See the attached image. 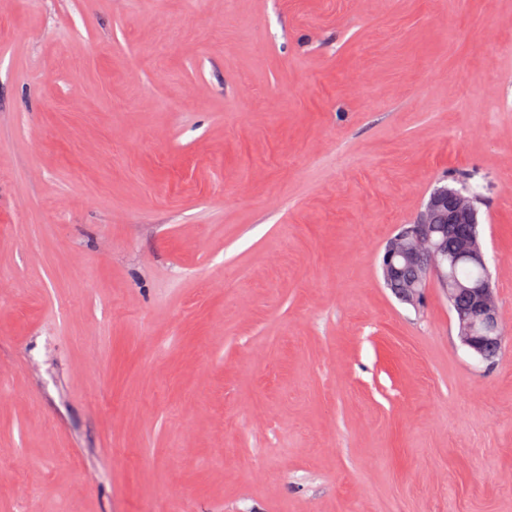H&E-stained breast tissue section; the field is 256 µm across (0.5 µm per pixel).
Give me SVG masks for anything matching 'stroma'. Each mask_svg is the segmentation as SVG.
<instances>
[{
	"label": "stroma",
	"instance_id": "35a3bbf8",
	"mask_svg": "<svg viewBox=\"0 0 512 512\" xmlns=\"http://www.w3.org/2000/svg\"><path fill=\"white\" fill-rule=\"evenodd\" d=\"M0 512H512V0H0ZM438 188L443 191L434 192ZM445 191L456 190L454 187L444 185L435 188L434 193L430 194L425 208V211H429L426 213L427 224L424 220L425 211H422L414 224H403L404 230L400 229L398 232L402 231V233L386 243L381 265L382 278L385 284H390L397 277L399 265L395 263L396 260L420 265L424 271L421 282H415L408 288L411 282L421 277V270L416 265L402 264L399 278L386 287L390 288L392 293L404 303H406L404 295L408 288L407 300L417 305L421 300L422 288L432 280L438 288H442L448 298L451 312L454 313L459 325L462 345L476 358L491 361L498 355L503 344L491 283L486 279L481 283L455 288L449 285L448 281V275L457 281H480L486 278V272H488L485 252L474 233L475 224L476 232L479 233V211L476 214L474 205L476 199L473 197L475 190L469 187L472 196ZM447 202L448 205H445ZM441 206L443 207L436 209ZM448 206L460 223H471L476 214L474 223L451 222L448 218ZM434 229L439 238H448V249H445L444 245L436 239ZM456 252L459 258L479 265L486 272L479 267L469 265L464 260L448 265V259L451 260Z\"/></svg>",
	"mask_w": 512,
	"mask_h": 512
}]
</instances>
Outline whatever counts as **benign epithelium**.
I'll return each mask as SVG.
<instances>
[{"instance_id":"7a95c632","label":"benign epithelium","mask_w":512,"mask_h":512,"mask_svg":"<svg viewBox=\"0 0 512 512\" xmlns=\"http://www.w3.org/2000/svg\"><path fill=\"white\" fill-rule=\"evenodd\" d=\"M474 201V197L463 193L436 191L426 203V210L448 205L461 223L458 257L486 269L485 252L472 225L476 214ZM398 260L419 265L424 271L422 281L408 288L407 300L410 303L419 304L422 288L428 281H433L448 298L451 312L459 325L462 345L482 361H490L498 355L503 337L499 333L498 309L491 283L485 280L458 288L449 285L448 250L436 239L433 225L425 223L424 216H419L413 224L405 225L399 236L386 243L381 265L384 283L389 284L397 277Z\"/></svg>"}]
</instances>
